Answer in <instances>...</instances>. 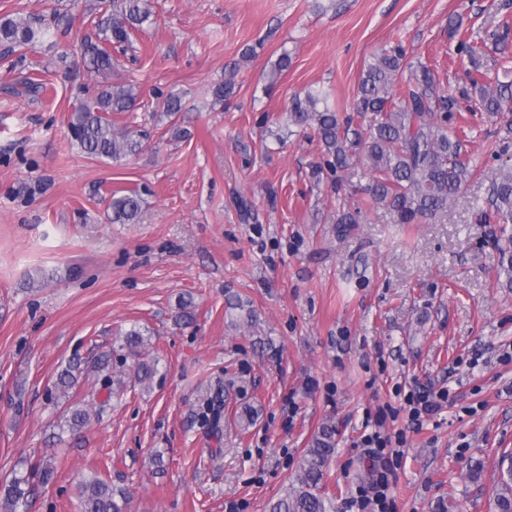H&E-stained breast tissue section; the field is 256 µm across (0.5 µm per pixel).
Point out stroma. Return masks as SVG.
<instances>
[{"label": "stroma", "mask_w": 512, "mask_h": 512, "mask_svg": "<svg viewBox=\"0 0 512 512\" xmlns=\"http://www.w3.org/2000/svg\"><path fill=\"white\" fill-rule=\"evenodd\" d=\"M99 6L0 0V20L30 15L51 31L0 55V480L51 461L29 512H78L76 483L94 474L129 494L130 512H269L328 424L336 450L321 492L331 512H351L379 466L360 445L366 426L399 392L431 386L448 404L420 430L403 414L393 424L406 434L398 510L494 512L498 462L512 453V362L501 360L512 288L497 277L499 227L476 223L474 207L503 164L495 147L512 111L471 112L449 28L479 41L486 80L502 77L495 34L512 0H150L152 23L111 76L146 103L112 117L147 135L119 165L84 154L67 127L103 82L81 53ZM397 42L458 95L448 130L465 133L477 170L431 224L367 207L366 177L337 196L313 173V131L274 135L311 87L352 112L364 67ZM285 51L291 65L269 84ZM234 63V93L215 103ZM29 78L46 92L22 93ZM172 92L177 116L150 109ZM126 190L142 197L141 218L110 223V197ZM344 201L361 223H337ZM134 326L148 340L141 357L159 363L152 385L136 382L132 356L115 390L83 374L73 395L91 419L71 434L50 398L57 372ZM220 385L210 423L204 397Z\"/></svg>", "instance_id": "obj_1"}]
</instances>
